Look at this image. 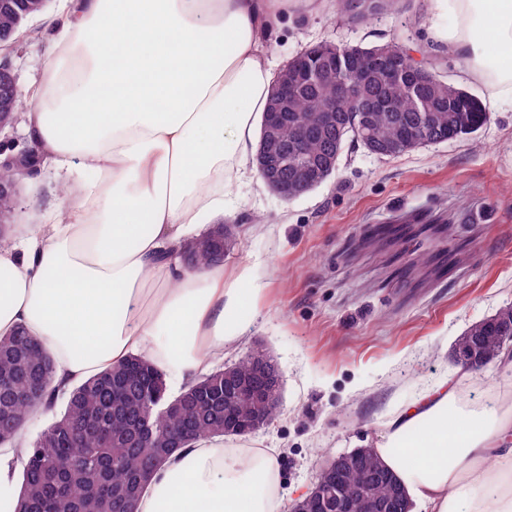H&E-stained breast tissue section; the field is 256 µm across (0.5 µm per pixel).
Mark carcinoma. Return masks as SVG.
I'll return each mask as SVG.
<instances>
[{"mask_svg": "<svg viewBox=\"0 0 512 512\" xmlns=\"http://www.w3.org/2000/svg\"><path fill=\"white\" fill-rule=\"evenodd\" d=\"M48 0H0V39L14 38L28 18L43 13ZM365 22L381 15L401 12V0H361ZM404 76L382 83L373 74L368 89L388 108L371 113L372 141L359 133L360 117L350 105L338 103L344 121L325 138L310 142L305 161L318 164L329 147L341 161L347 145L357 144L368 152H382L392 158L411 151L403 139L404 130L419 120L418 108L426 106L431 129L446 142L471 135L489 121L482 100L438 73L433 59L419 64L410 57L400 60ZM437 74L434 83H417V75ZM22 94L10 78L0 75V121L10 122L19 110ZM324 92L305 81L288 98L289 122L278 133L287 144L295 134L294 124L320 125ZM30 165L24 155L13 165L0 168V183L12 182ZM217 246L202 236L184 248L187 267L211 264ZM465 335L478 343L481 355L492 360L503 336H512V321L495 320L472 325ZM224 389V369L196 378L177 399L191 404L182 412L168 411L164 373L153 363L130 355L121 363L73 387L65 397L63 410L34 439L26 443L21 459L22 480L15 512H113L117 492L138 477L145 458L155 449L140 442L143 426L161 440L171 433L187 432L189 440L224 435V423L216 416L214 395ZM61 386L54 385V359L42 346L22 333L0 338V445L14 442L16 426L25 424L40 410L51 411ZM377 472L373 494L388 499L399 488L397 479L377 453L369 455Z\"/></svg>", "mask_w": 512, "mask_h": 512, "instance_id": "obj_1", "label": "carcinoma"}]
</instances>
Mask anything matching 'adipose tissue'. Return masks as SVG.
<instances>
[{
  "label": "adipose tissue",
  "mask_w": 512,
  "mask_h": 512,
  "mask_svg": "<svg viewBox=\"0 0 512 512\" xmlns=\"http://www.w3.org/2000/svg\"><path fill=\"white\" fill-rule=\"evenodd\" d=\"M318 0H60L46 14L24 132L75 198L0 246V337L24 330L83 383L135 353L178 395L262 312L250 267L191 270L184 242L235 207L275 62L273 26ZM431 37L493 102H512V0H430ZM443 377L374 449L411 512H512V409L457 407ZM272 448L205 437L154 476L138 512H279Z\"/></svg>",
  "instance_id": "adipose-tissue-1"
}]
</instances>
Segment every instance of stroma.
<instances>
[{
    "instance_id": "35a3bbf8",
    "label": "stroma",
    "mask_w": 512,
    "mask_h": 512,
    "mask_svg": "<svg viewBox=\"0 0 512 512\" xmlns=\"http://www.w3.org/2000/svg\"><path fill=\"white\" fill-rule=\"evenodd\" d=\"M400 15L348 26L336 4L281 20L271 51L284 65L319 41L365 45L401 38L414 58L432 54L428 0ZM10 53L19 88L39 77L44 33ZM228 224L240 225L226 268L251 266L266 284L264 310L236 349L255 347L282 377L277 419L251 436L280 449L284 505L312 486L322 463L382 434L398 408L436 384L456 363L454 345L470 326L512 304V104L501 105L467 138L379 159L346 150L334 176L292 200L245 182ZM14 221L41 223L60 202L50 176L26 179ZM450 224L383 248L366 237L379 227ZM427 250L430 263L414 264Z\"/></svg>"
}]
</instances>
